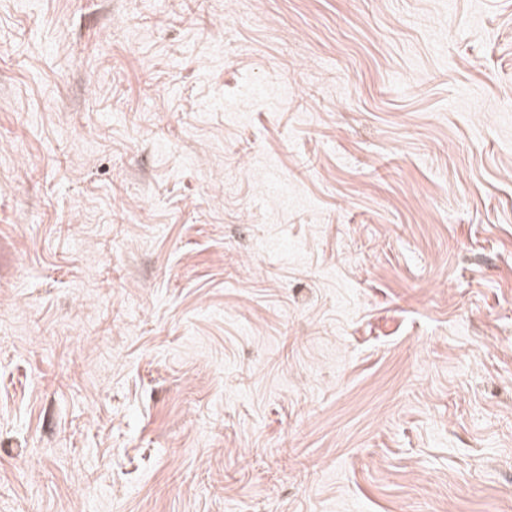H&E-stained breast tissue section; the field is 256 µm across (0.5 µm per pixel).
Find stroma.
Instances as JSON below:
<instances>
[{
    "label": "stroma",
    "mask_w": 512,
    "mask_h": 512,
    "mask_svg": "<svg viewBox=\"0 0 512 512\" xmlns=\"http://www.w3.org/2000/svg\"><path fill=\"white\" fill-rule=\"evenodd\" d=\"M0 512H512V0H0Z\"/></svg>",
    "instance_id": "35a3bbf8"
}]
</instances>
